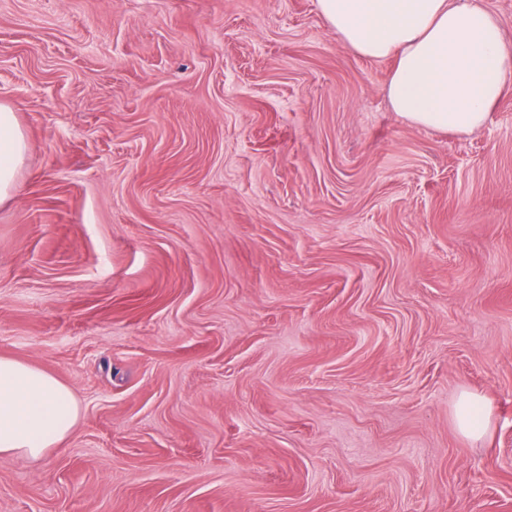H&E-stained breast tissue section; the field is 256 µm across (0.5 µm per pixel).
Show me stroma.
I'll return each mask as SVG.
<instances>
[{
  "label": "stroma",
  "mask_w": 512,
  "mask_h": 512,
  "mask_svg": "<svg viewBox=\"0 0 512 512\" xmlns=\"http://www.w3.org/2000/svg\"><path fill=\"white\" fill-rule=\"evenodd\" d=\"M393 67L315 0H0V356L80 406L0 512H512V82L458 136ZM27 152L26 137L15 112L0 105V203L10 199L16 186L17 173ZM453 420L462 435L479 440L489 430L491 410L481 396L463 392L454 407Z\"/></svg>",
  "instance_id": "1"
}]
</instances>
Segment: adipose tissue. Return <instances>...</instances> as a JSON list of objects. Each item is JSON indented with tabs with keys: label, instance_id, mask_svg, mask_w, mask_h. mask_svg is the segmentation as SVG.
<instances>
[{
	"label": "adipose tissue",
	"instance_id": "ef3b65f1",
	"mask_svg": "<svg viewBox=\"0 0 512 512\" xmlns=\"http://www.w3.org/2000/svg\"><path fill=\"white\" fill-rule=\"evenodd\" d=\"M331 31L354 53L394 57L388 85L395 112L411 124L467 135L482 128L512 75V44L497 17L475 0H317ZM27 152L15 112L0 105V203L10 199ZM80 419L79 404L57 377L0 357V455L38 460L60 448ZM453 420L478 440L491 410L462 393Z\"/></svg>",
	"mask_w": 512,
	"mask_h": 512
}]
</instances>
